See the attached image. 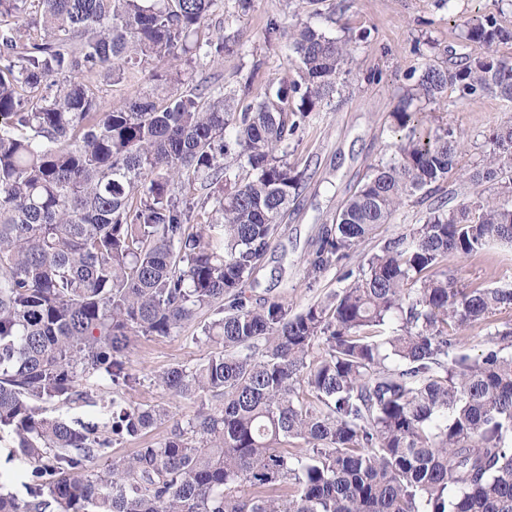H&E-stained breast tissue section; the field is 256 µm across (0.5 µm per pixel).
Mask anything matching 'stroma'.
<instances>
[{"mask_svg":"<svg viewBox=\"0 0 512 512\" xmlns=\"http://www.w3.org/2000/svg\"><path fill=\"white\" fill-rule=\"evenodd\" d=\"M329 12L333 21H324ZM488 15L512 27V6L507 0H450L446 6L440 0H253L245 14L238 12L235 0H224L213 24L236 38L233 52L190 63H168V76L162 80L145 76L120 82L97 77L93 83L106 109L143 95L163 100L175 81L203 76L215 77L227 88L251 81L252 93L258 96L269 83L297 76V56L286 28L307 23L336 37L367 32V39L357 44L352 72L340 78L339 93L331 105L312 114L289 150L287 161L304 172V185L254 275V298H277L297 312L341 286L342 267H330L312 283L306 274L307 262L323 226L331 223L371 169L390 159L387 145L396 139L392 114L400 94L410 85L408 72L422 62L445 68L479 55V46L464 39L462 23ZM272 19L280 24L281 33H268L267 23ZM424 113L429 128L446 125L463 132L459 173L448 188L458 194L469 191L464 175L480 161L486 134L512 121V102L482 96L461 98L452 92L446 103L425 105ZM437 203L434 196L406 201L391 223L380 226L351 252L343 267L364 265L387 240L423 223ZM450 267L464 287L512 288L511 246L492 243L477 254L452 261ZM199 333L198 326L191 324L166 337H132L126 361L138 376V384L119 391L109 382L89 377L85 385L93 392V405L66 407L63 415L110 426L109 401L118 393L135 406H165L177 420L191 417L196 402L173 397L158 385L157 378L175 364L200 363L216 351V344L199 340Z\"/></svg>","mask_w":512,"mask_h":512,"instance_id":"stroma-1","label":"stroma"}]
</instances>
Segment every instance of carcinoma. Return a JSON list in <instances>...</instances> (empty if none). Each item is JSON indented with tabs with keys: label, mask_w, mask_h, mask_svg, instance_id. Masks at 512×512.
I'll return each instance as SVG.
<instances>
[{
	"label": "carcinoma",
	"mask_w": 512,
	"mask_h": 512,
	"mask_svg": "<svg viewBox=\"0 0 512 512\" xmlns=\"http://www.w3.org/2000/svg\"><path fill=\"white\" fill-rule=\"evenodd\" d=\"M217 5L0 0V432L27 465L25 497L0 494V512H512V325L476 358L459 340L512 309V288H461L448 269L512 245V124L489 132L472 192L345 271L341 290L293 315L258 303L245 284L304 179L288 149L364 35L293 27L298 78L256 99L249 81L204 79L103 111L83 79L233 50L219 29L202 35ZM464 29L485 53L411 69L394 156L322 231L309 279L456 174L463 136L423 127L421 103L512 101V60L493 51L512 29L493 16ZM195 321L220 351L158 377L199 401L158 444L98 463L170 420L162 406L114 397L108 430L49 414L92 402L88 376L133 386L131 337Z\"/></svg>",
	"instance_id": "obj_1"
}]
</instances>
